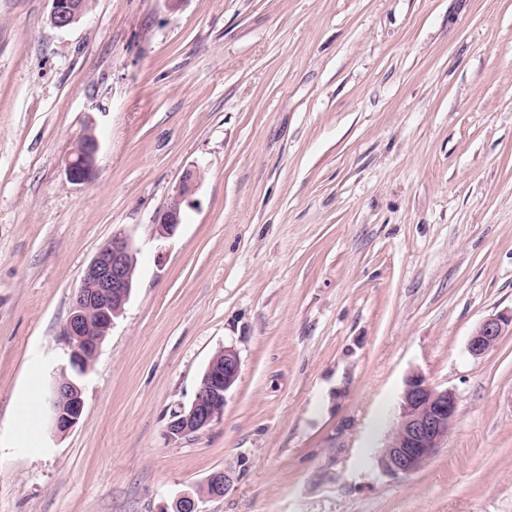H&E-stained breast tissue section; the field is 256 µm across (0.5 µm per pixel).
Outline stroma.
Segmentation results:
<instances>
[{
	"mask_svg": "<svg viewBox=\"0 0 512 512\" xmlns=\"http://www.w3.org/2000/svg\"><path fill=\"white\" fill-rule=\"evenodd\" d=\"M50 7L0 0V512H165L224 469L204 512H512V332L467 349L512 312V0ZM119 232L133 291L61 434L63 326ZM224 346L222 418L168 439ZM415 372L457 417L392 476ZM82 0H50V24L58 29L68 28L83 15ZM99 148V141L91 132L83 134L78 139L65 159V171L69 182L84 184L95 178ZM197 181L196 173H188L169 204L156 216L154 223L160 237L168 238L177 232L181 224L182 207L191 203L190 196L194 193ZM509 326L512 331V313L510 316H490L483 320L469 339V353L479 357L491 351Z\"/></svg>",
	"mask_w": 512,
	"mask_h": 512,
	"instance_id": "stroma-1",
	"label": "stroma"
}]
</instances>
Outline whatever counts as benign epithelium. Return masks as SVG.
<instances>
[{
	"mask_svg": "<svg viewBox=\"0 0 512 512\" xmlns=\"http://www.w3.org/2000/svg\"><path fill=\"white\" fill-rule=\"evenodd\" d=\"M50 24L68 28L83 15L79 0H50ZM100 144L87 132L71 148L65 159L68 181L84 184L96 176V159ZM198 177L188 173L166 208L155 218L156 230L162 238L173 236L180 224L182 207L191 203ZM135 279V251L130 238L115 233L95 254L86 267L81 284L74 294L70 314L63 326L69 346L72 373L62 370L55 377L50 396L55 429L71 430L83 409V388L78 378L84 376L96 361L99 346L111 331L115 318L125 309ZM512 315L490 316L471 335L468 351L475 357L491 351L507 327ZM240 358L229 347L218 349L210 358L189 406L173 410L166 427L170 439L182 438L208 428L224 414L226 394L237 381ZM458 398L451 389H440L417 372L408 377L402 394L400 421L379 458V464L391 475L410 474L422 467L440 448L455 421ZM227 471L212 473L200 489L180 493L172 502L171 512H204L207 499L220 498L230 485Z\"/></svg>",
	"mask_w": 512,
	"mask_h": 512,
	"instance_id": "obj_1",
	"label": "benign epithelium"
}]
</instances>
